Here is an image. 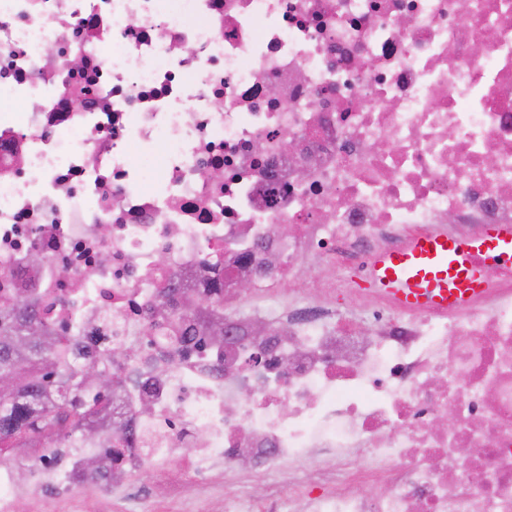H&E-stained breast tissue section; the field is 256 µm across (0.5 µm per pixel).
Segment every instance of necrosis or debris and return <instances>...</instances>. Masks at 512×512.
<instances>
[{
  "mask_svg": "<svg viewBox=\"0 0 512 512\" xmlns=\"http://www.w3.org/2000/svg\"><path fill=\"white\" fill-rule=\"evenodd\" d=\"M487 224H512V0H0V296L130 345L112 493L139 512L136 472L181 499L219 463L287 485L278 512H512V270L448 313L361 286ZM166 290L269 333L171 349ZM81 463L1 464L0 512L81 496Z\"/></svg>",
  "mask_w": 512,
  "mask_h": 512,
  "instance_id": "1",
  "label": "necrosis or debris"
}]
</instances>
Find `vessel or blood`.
Masks as SVG:
<instances>
[{
  "instance_id": "b4317fda",
  "label": "vessel or blood",
  "mask_w": 512,
  "mask_h": 512,
  "mask_svg": "<svg viewBox=\"0 0 512 512\" xmlns=\"http://www.w3.org/2000/svg\"><path fill=\"white\" fill-rule=\"evenodd\" d=\"M496 268H512L511 224L485 225L470 239L411 238L373 260L367 283L404 306L445 312L480 294Z\"/></svg>"
}]
</instances>
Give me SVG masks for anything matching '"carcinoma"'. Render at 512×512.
Returning a JSON list of instances; mask_svg holds the SVG:
<instances>
[{
	"mask_svg": "<svg viewBox=\"0 0 512 512\" xmlns=\"http://www.w3.org/2000/svg\"><path fill=\"white\" fill-rule=\"evenodd\" d=\"M210 307L196 298L182 315L194 318L198 334L222 343L224 320ZM76 344L51 335L25 297H0V375L11 381L0 389V461L52 439L93 448L124 433L119 383L103 387L88 376L91 369L112 375L113 351L99 362L75 366Z\"/></svg>",
	"mask_w": 512,
	"mask_h": 512,
	"instance_id": "cac0c4a2",
	"label": "carcinoma"
}]
</instances>
